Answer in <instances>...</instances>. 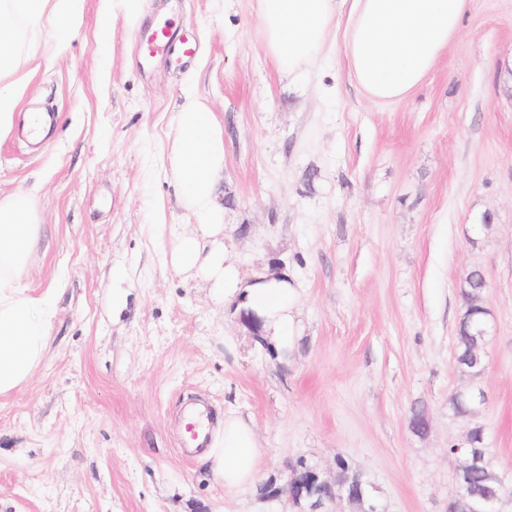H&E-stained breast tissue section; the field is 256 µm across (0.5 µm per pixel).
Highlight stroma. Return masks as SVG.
Masks as SVG:
<instances>
[{
  "label": "stroma",
  "instance_id": "obj_1",
  "mask_svg": "<svg viewBox=\"0 0 512 512\" xmlns=\"http://www.w3.org/2000/svg\"><path fill=\"white\" fill-rule=\"evenodd\" d=\"M85 0L59 52L29 65L19 109L53 105L30 143L0 140V198L32 193L43 226L33 294L55 289L44 358L0 396V512H284L228 493L173 416L187 397L251 421L258 482L345 458L377 512H448L450 443L482 427L512 481V0H469L460 36L413 93L372 102L341 47L302 75L267 56L255 0ZM112 13V37L100 21ZM194 37L177 63L142 56L161 17ZM224 137L215 193L240 280L279 262L297 291L287 349L260 345L170 254L194 217L169 163L187 93ZM486 279V369L458 371L463 281ZM480 387L484 406L450 397ZM424 407L425 435L409 417Z\"/></svg>",
  "mask_w": 512,
  "mask_h": 512
}]
</instances>
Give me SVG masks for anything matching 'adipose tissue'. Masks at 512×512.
<instances>
[{"instance_id":"ef3b65f1","label":"adipose tissue","mask_w":512,"mask_h":512,"mask_svg":"<svg viewBox=\"0 0 512 512\" xmlns=\"http://www.w3.org/2000/svg\"><path fill=\"white\" fill-rule=\"evenodd\" d=\"M85 0H0V139L15 124L22 71L42 31L65 34L83 15ZM468 0H257L266 54L295 74L313 63L338 17H346L341 46L350 73L372 100L405 98L430 74L461 31ZM171 165L183 207L196 218L170 255L176 268L196 272L221 298L237 301L262 320L261 332L286 345L295 291L287 275H264L242 284L220 242L224 212L214 202L215 178L224 168V138L210 108L188 97L176 118ZM42 226L26 191L0 200V395L19 390L44 358L55 318V291L32 295L24 279L41 243ZM259 452L252 424L225 418L204 461L227 491L253 485Z\"/></svg>"}]
</instances>
